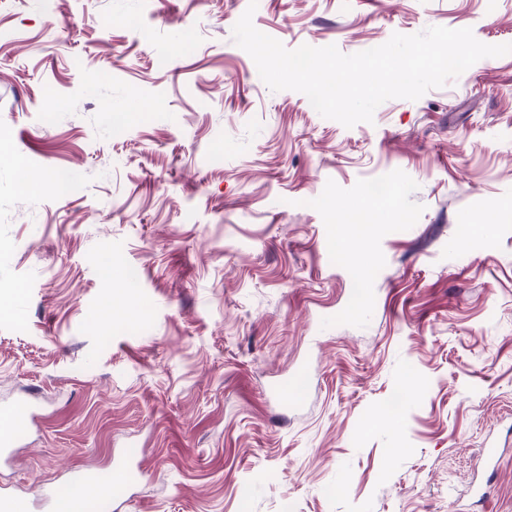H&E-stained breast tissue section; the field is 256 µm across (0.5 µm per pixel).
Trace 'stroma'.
<instances>
[{
  "label": "stroma",
  "instance_id": "stroma-1",
  "mask_svg": "<svg viewBox=\"0 0 512 512\" xmlns=\"http://www.w3.org/2000/svg\"><path fill=\"white\" fill-rule=\"evenodd\" d=\"M248 2L0 0V406L44 416L0 487L47 512L132 447L121 512H512V54L347 128L261 80ZM253 24L498 45L512 0H258ZM19 161L75 193L20 195ZM370 214L361 273L336 241Z\"/></svg>",
  "mask_w": 512,
  "mask_h": 512
}]
</instances>
